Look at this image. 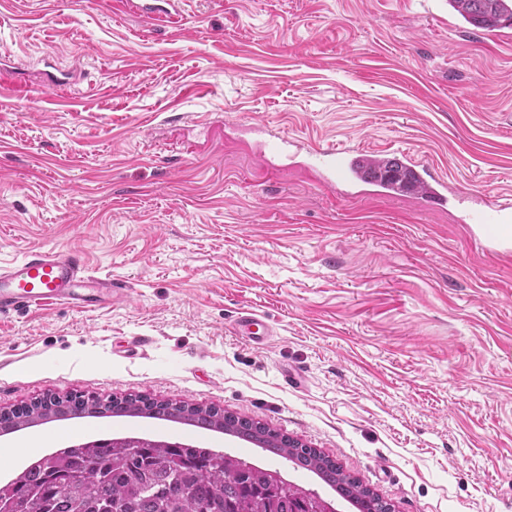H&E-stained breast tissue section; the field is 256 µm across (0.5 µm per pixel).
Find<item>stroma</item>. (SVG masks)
<instances>
[{
  "instance_id": "obj_1",
  "label": "stroma",
  "mask_w": 512,
  "mask_h": 512,
  "mask_svg": "<svg viewBox=\"0 0 512 512\" xmlns=\"http://www.w3.org/2000/svg\"><path fill=\"white\" fill-rule=\"evenodd\" d=\"M0 264L77 246L128 292L0 316V410L47 394L224 409L336 461L393 512H512V259L456 210L345 199L267 170L249 125L418 152L464 197L512 186V28L448 0H184L152 28L101 0H0ZM266 317L255 347L240 310ZM132 336L149 344L127 359ZM144 434L243 456L355 512L237 438L143 418L0 436L40 454Z\"/></svg>"
}]
</instances>
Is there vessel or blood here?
<instances>
[{"label": "vessel or blood", "instance_id": "obj_1", "mask_svg": "<svg viewBox=\"0 0 512 512\" xmlns=\"http://www.w3.org/2000/svg\"><path fill=\"white\" fill-rule=\"evenodd\" d=\"M113 13H134L151 25L165 26L181 13V0H110ZM254 151L263 166L291 167L316 172L322 183L342 197L378 195L391 199L419 198L425 209L444 210L456 199L445 178L410 149L370 152L360 148L310 145L260 127ZM460 220L477 225L482 251L495 258L512 256V193L483 208L464 212ZM112 279L89 271L86 255L78 248H35L20 262L0 265V315L45 311L58 305L93 310L110 304ZM237 331L255 345L272 333L265 319L254 312L238 313Z\"/></svg>", "mask_w": 512, "mask_h": 512}]
</instances>
